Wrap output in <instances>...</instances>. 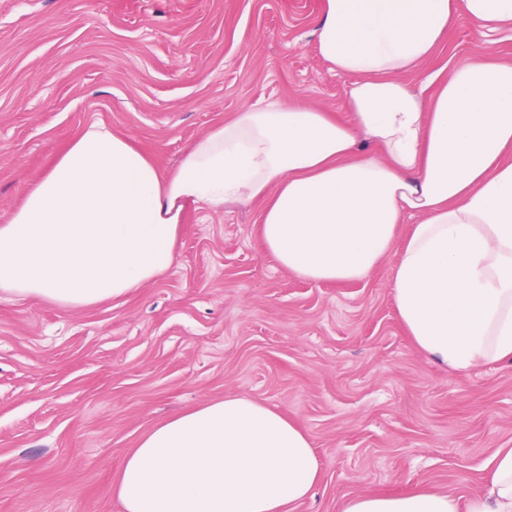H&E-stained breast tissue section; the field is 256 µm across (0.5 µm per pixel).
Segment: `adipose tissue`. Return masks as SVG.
<instances>
[{"instance_id":"1","label":"adipose tissue","mask_w":512,"mask_h":512,"mask_svg":"<svg viewBox=\"0 0 512 512\" xmlns=\"http://www.w3.org/2000/svg\"><path fill=\"white\" fill-rule=\"evenodd\" d=\"M461 15L482 34L512 30V0H323L317 50L351 79L346 121L248 107L171 170L91 122L0 224V291L70 309L124 298L170 270L186 209L258 200L288 272L348 282L395 258L396 314L419 350L459 372L512 358V62L453 69L427 103L404 79ZM320 474L302 427L228 396L145 434L112 491L124 512H293ZM342 512H512V448L466 502L413 488Z\"/></svg>"}]
</instances>
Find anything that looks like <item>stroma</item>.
<instances>
[{
  "label": "stroma",
  "mask_w": 512,
  "mask_h": 512,
  "mask_svg": "<svg viewBox=\"0 0 512 512\" xmlns=\"http://www.w3.org/2000/svg\"><path fill=\"white\" fill-rule=\"evenodd\" d=\"M322 0H0V224L94 120L165 169L248 104L347 118L350 77L316 47ZM512 62V31L459 18L404 79ZM393 260L348 283L299 279L266 251L258 204L188 212L161 279L68 309L0 294V512H123L122 460L152 427L229 395L311 436L322 464L295 512L422 485L479 492L512 448V359L458 373L406 336Z\"/></svg>",
  "instance_id": "35a3bbf8"
}]
</instances>
